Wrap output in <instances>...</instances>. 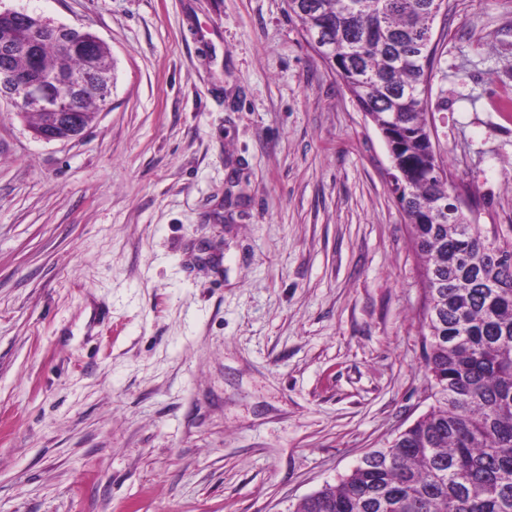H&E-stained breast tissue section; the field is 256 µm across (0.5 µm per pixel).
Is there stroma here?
Instances as JSON below:
<instances>
[{"mask_svg":"<svg viewBox=\"0 0 512 512\" xmlns=\"http://www.w3.org/2000/svg\"><path fill=\"white\" fill-rule=\"evenodd\" d=\"M285 0H0L114 87L44 142L0 104V512H293L432 405L385 140ZM427 123L512 224V0H448Z\"/></svg>","mask_w":512,"mask_h":512,"instance_id":"35a3bbf8","label":"stroma"}]
</instances>
